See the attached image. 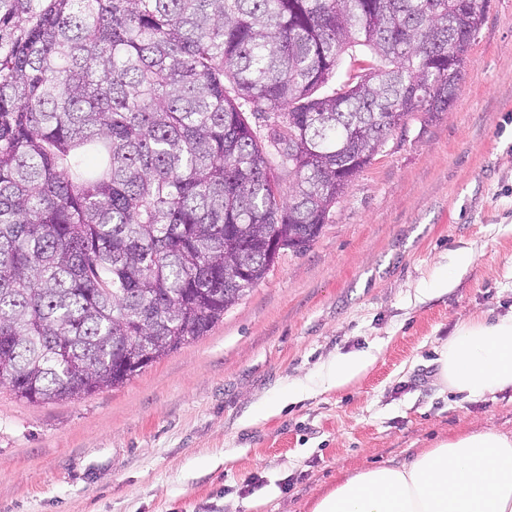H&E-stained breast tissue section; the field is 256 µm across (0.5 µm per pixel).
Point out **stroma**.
<instances>
[{"label": "stroma", "instance_id": "35a3bbf8", "mask_svg": "<svg viewBox=\"0 0 512 512\" xmlns=\"http://www.w3.org/2000/svg\"><path fill=\"white\" fill-rule=\"evenodd\" d=\"M480 312L512 313V0H489L453 107L393 132L311 247L206 336L74 399L0 384V512H310L460 428L512 435V388L467 400L439 379ZM352 354L375 362L336 388Z\"/></svg>", "mask_w": 512, "mask_h": 512}]
</instances>
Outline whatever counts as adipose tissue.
<instances>
[{"instance_id": "1", "label": "adipose tissue", "mask_w": 512, "mask_h": 512, "mask_svg": "<svg viewBox=\"0 0 512 512\" xmlns=\"http://www.w3.org/2000/svg\"><path fill=\"white\" fill-rule=\"evenodd\" d=\"M440 362L444 384L464 398L512 387V314L462 321ZM310 512H512V437L460 430L421 449L407 466L337 481Z\"/></svg>"}]
</instances>
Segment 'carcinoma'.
<instances>
[{
  "instance_id": "obj_1",
  "label": "carcinoma",
  "mask_w": 512,
  "mask_h": 512,
  "mask_svg": "<svg viewBox=\"0 0 512 512\" xmlns=\"http://www.w3.org/2000/svg\"><path fill=\"white\" fill-rule=\"evenodd\" d=\"M488 0H0V384L121 386L447 112ZM359 75L334 81L343 57Z\"/></svg>"
}]
</instances>
